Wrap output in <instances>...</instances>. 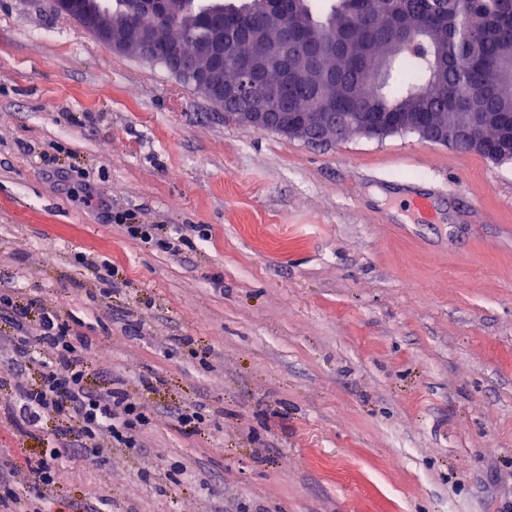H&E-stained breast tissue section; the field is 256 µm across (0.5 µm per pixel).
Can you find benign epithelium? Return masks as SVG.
Returning a JSON list of instances; mask_svg holds the SVG:
<instances>
[{"label":"benign epithelium","mask_w":512,"mask_h":512,"mask_svg":"<svg viewBox=\"0 0 512 512\" xmlns=\"http://www.w3.org/2000/svg\"><path fill=\"white\" fill-rule=\"evenodd\" d=\"M130 19L115 22L112 17H101L89 0H55L58 12L77 21L112 51L135 58L164 56L176 70L191 79L196 89L219 107L224 101L237 105L234 118L254 129L273 131L309 144L337 142L355 132L370 138H382L399 132H413L430 144L455 147L461 138L469 139L474 151L487 145L486 134L491 130L492 112H468L458 123L431 122L421 112H405L398 117L390 112L377 111L371 100L360 101L350 92L345 94L347 107H336V99L321 100L316 110L308 113L290 111L288 97L281 88L259 92L257 80L269 70L273 55L290 62L289 77L293 81H319L316 63L336 52V40L312 33L307 26L296 30L283 26L278 44L272 48L261 30H255L251 48L240 56L239 76L224 80V70L217 65L222 49L220 35L224 32V9L189 18L183 29L204 24L213 32V38L199 41L192 53L186 55L176 41L161 37L159 27L137 23L133 18L159 12L169 18L184 13L183 0H131ZM512 90V55L501 59L496 79V95Z\"/></svg>","instance_id":"obj_1"}]
</instances>
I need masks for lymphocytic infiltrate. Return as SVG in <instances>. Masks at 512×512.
Returning a JSON list of instances; mask_svg holds the SVG:
<instances>
[{
  "mask_svg": "<svg viewBox=\"0 0 512 512\" xmlns=\"http://www.w3.org/2000/svg\"><path fill=\"white\" fill-rule=\"evenodd\" d=\"M0 311L10 314L20 331L14 337L10 364L25 367L31 361L30 346L38 344L51 350V361L44 363L43 384L32 390L19 387L23 420L30 429H39L44 417H62L81 436L82 448L100 453L104 438H112L126 447L140 445V432L149 422L143 406L122 386L94 391L86 384V354L90 344L78 328L65 321L57 311L40 308L36 319L7 291L0 292Z\"/></svg>",
  "mask_w": 512,
  "mask_h": 512,
  "instance_id": "lymphocytic-infiltrate-1",
  "label": "lymphocytic infiltrate"
}]
</instances>
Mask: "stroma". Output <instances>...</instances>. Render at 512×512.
Listing matches in <instances>:
<instances>
[{
	"instance_id": "35a3bbf8",
	"label": "stroma",
	"mask_w": 512,
	"mask_h": 512,
	"mask_svg": "<svg viewBox=\"0 0 512 512\" xmlns=\"http://www.w3.org/2000/svg\"><path fill=\"white\" fill-rule=\"evenodd\" d=\"M50 2L0 0V289L81 320L90 387L122 378L150 423L84 453L16 417L50 352L0 364V512H512V161L254 129ZM46 448L66 478L39 497ZM127 232L144 244L154 245L163 250H175V243L167 235L163 224H125Z\"/></svg>"
}]
</instances>
